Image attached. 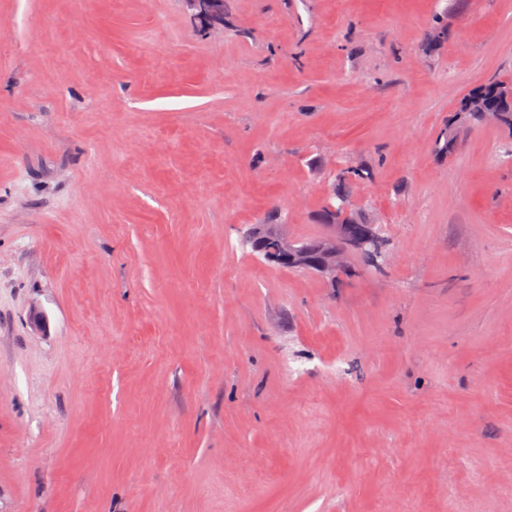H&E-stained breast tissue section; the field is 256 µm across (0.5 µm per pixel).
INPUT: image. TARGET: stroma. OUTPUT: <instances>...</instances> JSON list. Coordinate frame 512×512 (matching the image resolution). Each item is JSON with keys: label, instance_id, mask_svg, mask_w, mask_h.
<instances>
[{"label": "stroma", "instance_id": "35a3bbf8", "mask_svg": "<svg viewBox=\"0 0 512 512\" xmlns=\"http://www.w3.org/2000/svg\"><path fill=\"white\" fill-rule=\"evenodd\" d=\"M493 79L512 0H0V512H512ZM359 164L385 268L251 251ZM191 15L209 30H224V0H184ZM507 84H512V82L493 80L469 92L460 101L456 115L441 133L439 140H437L438 151L448 155V157L452 156L459 147L460 138L461 136L463 138L466 127L471 123L481 122L480 112L482 111L476 109L474 103L481 101L495 104L497 91L512 87ZM482 115L486 123L495 125L500 123L502 117L501 111L494 107H487L484 112H482Z\"/></svg>", "mask_w": 512, "mask_h": 512}]
</instances>
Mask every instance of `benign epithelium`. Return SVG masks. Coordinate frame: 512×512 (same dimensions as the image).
<instances>
[{"label":"benign epithelium","mask_w":512,"mask_h":512,"mask_svg":"<svg viewBox=\"0 0 512 512\" xmlns=\"http://www.w3.org/2000/svg\"><path fill=\"white\" fill-rule=\"evenodd\" d=\"M191 15L209 30L224 29V0H185ZM350 212L340 209L336 223L329 225V231L314 244L289 240L274 233H261L253 229L248 239L253 251L266 261L284 268L306 269L330 281L347 266L349 252L357 250L388 261V254L382 252L383 244L371 225H366L357 236L345 232L344 223Z\"/></svg>","instance_id":"7a95c632"}]
</instances>
